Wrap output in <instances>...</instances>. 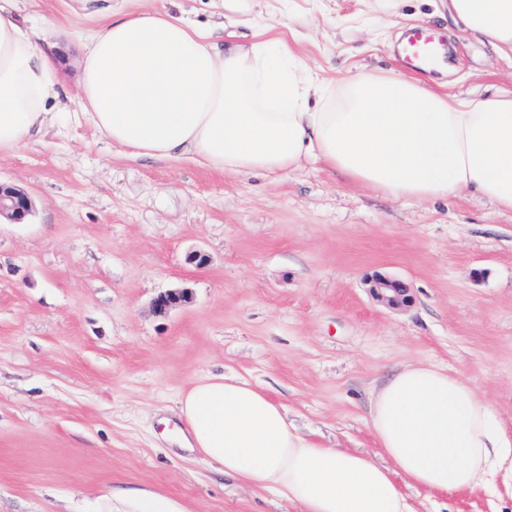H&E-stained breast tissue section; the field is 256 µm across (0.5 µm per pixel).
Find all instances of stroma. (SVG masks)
Wrapping results in <instances>:
<instances>
[{
	"label": "stroma",
	"instance_id": "obj_1",
	"mask_svg": "<svg viewBox=\"0 0 512 512\" xmlns=\"http://www.w3.org/2000/svg\"><path fill=\"white\" fill-rule=\"evenodd\" d=\"M160 0H19L58 33V93L74 97L73 11ZM224 42V0H174ZM258 22L288 24L290 48L324 78L361 69L414 75L395 41L420 23L448 54L429 90L512 91V66L429 0L381 13L375 0H257ZM28 191L27 223H0V512H298L276 491L224 476L184 442V392L236 375L284 405L326 447L387 458L366 422L372 390L407 364L476 386L512 438V211L464 190L429 202L388 196L319 164L276 176L147 160L90 123L64 119L0 158ZM204 253L207 262L191 257ZM412 301L390 308L374 275ZM184 288L181 306L157 311ZM417 512H512V470L451 494L405 490ZM372 294L390 308L406 306L410 299L409 288L400 280L375 276L370 281Z\"/></svg>",
	"mask_w": 512,
	"mask_h": 512
}]
</instances>
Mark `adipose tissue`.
Returning a JSON list of instances; mask_svg holds the SVG:
<instances>
[{
    "label": "adipose tissue",
    "instance_id": "1",
    "mask_svg": "<svg viewBox=\"0 0 512 512\" xmlns=\"http://www.w3.org/2000/svg\"><path fill=\"white\" fill-rule=\"evenodd\" d=\"M464 30L512 61V0H439ZM249 41L217 46L210 30L166 8L115 10L82 35L80 114L145 159H189L221 173L281 175L316 162L351 181L418 202L471 190L512 211V93L460 98L392 71L325 81L224 0ZM50 33L0 0V157L58 118ZM188 443L224 474L277 491L300 512H415L405 484L438 494L484 485L512 441L467 381L432 364L378 387L369 423L388 466L322 446L289 425L283 405L235 376H209L180 399Z\"/></svg>",
    "mask_w": 512,
    "mask_h": 512
}]
</instances>
